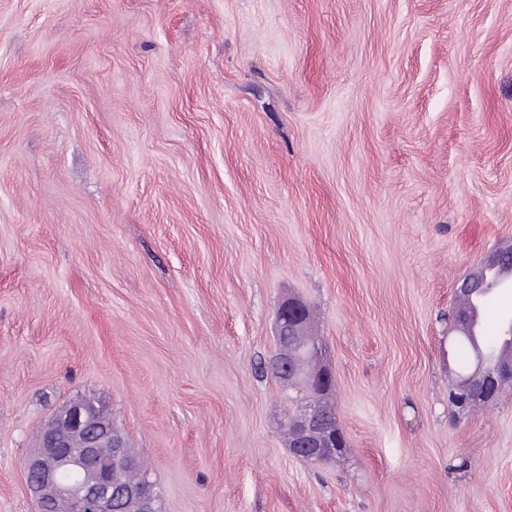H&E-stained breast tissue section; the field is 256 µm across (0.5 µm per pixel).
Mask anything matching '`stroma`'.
<instances>
[{
    "label": "stroma",
    "mask_w": 512,
    "mask_h": 512,
    "mask_svg": "<svg viewBox=\"0 0 512 512\" xmlns=\"http://www.w3.org/2000/svg\"><path fill=\"white\" fill-rule=\"evenodd\" d=\"M512 246V0H0V512L55 410L163 512H512V390L455 417L457 281ZM310 310L349 449L263 370Z\"/></svg>",
    "instance_id": "obj_1"
}]
</instances>
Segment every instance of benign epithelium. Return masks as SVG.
<instances>
[{"instance_id": "1", "label": "benign epithelium", "mask_w": 512, "mask_h": 512, "mask_svg": "<svg viewBox=\"0 0 512 512\" xmlns=\"http://www.w3.org/2000/svg\"><path fill=\"white\" fill-rule=\"evenodd\" d=\"M499 265V252L492 251L464 278L456 294L469 296L475 287L493 290L512 288V280L491 282L486 271ZM309 310L300 301L288 299L278 311V352L267 372L281 387L297 392L291 414L282 426L288 448L297 458L329 461L344 454L348 443L335 419L330 399L335 392L332 368L325 364L312 374L307 358L321 352L322 343L308 332ZM512 388V362L498 371L460 376L450 389L454 410L465 414L495 404ZM139 470L141 461L116 430L111 413L94 399H81L60 409L43 428L39 445L25 461L27 486L38 512H114L112 470L116 466ZM118 495L126 512H160V493L140 479L122 485Z\"/></svg>"}]
</instances>
